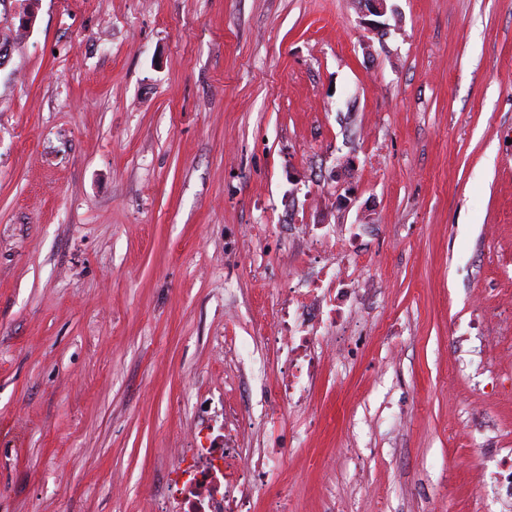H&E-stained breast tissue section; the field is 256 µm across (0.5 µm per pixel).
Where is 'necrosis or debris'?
<instances>
[{
	"label": "necrosis or debris",
	"mask_w": 512,
	"mask_h": 512,
	"mask_svg": "<svg viewBox=\"0 0 512 512\" xmlns=\"http://www.w3.org/2000/svg\"><path fill=\"white\" fill-rule=\"evenodd\" d=\"M361 240L354 226L295 225L288 248L304 274L298 284H278L280 304L260 338L261 349L277 359L267 423H275L281 404L305 405L325 362L348 348L360 316L377 296V274ZM246 425L241 410L228 405L223 428L199 427L198 447L173 449L180 470L168 487L169 512H255L259 488L282 468L284 456L266 448L254 462L243 463Z\"/></svg>",
	"instance_id": "1"
}]
</instances>
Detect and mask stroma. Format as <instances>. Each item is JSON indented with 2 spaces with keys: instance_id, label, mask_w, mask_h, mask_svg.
I'll use <instances>...</instances> for the list:
<instances>
[{
  "instance_id": "35a3bbf8",
  "label": "stroma",
  "mask_w": 512,
  "mask_h": 512,
  "mask_svg": "<svg viewBox=\"0 0 512 512\" xmlns=\"http://www.w3.org/2000/svg\"><path fill=\"white\" fill-rule=\"evenodd\" d=\"M386 19L0 0V512H163L201 404L274 392L275 359L249 370L297 224L370 225L382 293L307 406L246 430L288 451L256 512L282 489L290 512H502L512 361L470 327L512 343V0ZM492 479L496 497L503 505L512 507V457L504 456L499 460Z\"/></svg>"
}]
</instances>
